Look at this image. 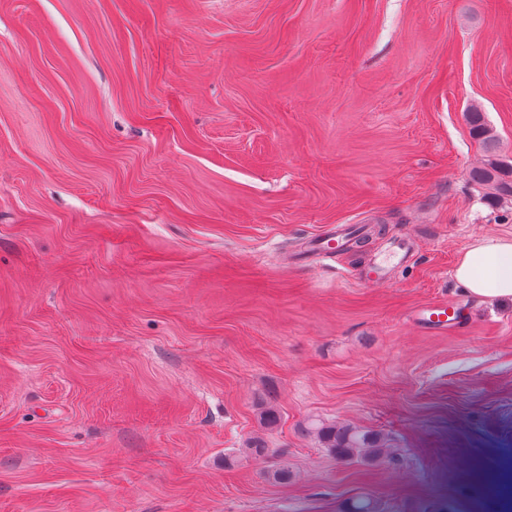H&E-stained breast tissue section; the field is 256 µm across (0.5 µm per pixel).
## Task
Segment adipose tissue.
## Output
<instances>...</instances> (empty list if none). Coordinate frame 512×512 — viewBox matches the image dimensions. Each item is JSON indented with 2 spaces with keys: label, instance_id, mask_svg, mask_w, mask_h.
<instances>
[{
  "label": "adipose tissue",
  "instance_id": "adipose-tissue-1",
  "mask_svg": "<svg viewBox=\"0 0 512 512\" xmlns=\"http://www.w3.org/2000/svg\"><path fill=\"white\" fill-rule=\"evenodd\" d=\"M454 278L482 301L512 300V239L486 236L461 254Z\"/></svg>",
  "mask_w": 512,
  "mask_h": 512
}]
</instances>
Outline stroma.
Returning a JSON list of instances; mask_svg holds the SVG:
<instances>
[{
	"instance_id": "obj_1",
	"label": "stroma",
	"mask_w": 512,
	"mask_h": 512,
	"mask_svg": "<svg viewBox=\"0 0 512 512\" xmlns=\"http://www.w3.org/2000/svg\"><path fill=\"white\" fill-rule=\"evenodd\" d=\"M474 106L512 157V0H0V512H512ZM454 278L482 301L512 300V239L479 237L461 254ZM453 308L446 302L430 304L420 310V320L430 328H446L452 323ZM317 433L326 443L337 458L352 461L366 457H379L383 454L384 448L376 442H369L365 435L360 436L358 432L347 426L322 425L317 428Z\"/></svg>"
}]
</instances>
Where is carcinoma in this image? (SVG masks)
I'll return each instance as SVG.
<instances>
[{
    "label": "carcinoma",
    "mask_w": 512,
    "mask_h": 512,
    "mask_svg": "<svg viewBox=\"0 0 512 512\" xmlns=\"http://www.w3.org/2000/svg\"><path fill=\"white\" fill-rule=\"evenodd\" d=\"M472 134L481 143L485 159L471 175L474 183L487 190L493 199L512 198V163L498 153L497 139L485 121L484 113L473 107L466 112ZM317 433L336 457L352 461L366 457H379L383 448L379 442H370L366 437L347 426L322 425Z\"/></svg>",
    "instance_id": "cac0c4a2"
}]
</instances>
